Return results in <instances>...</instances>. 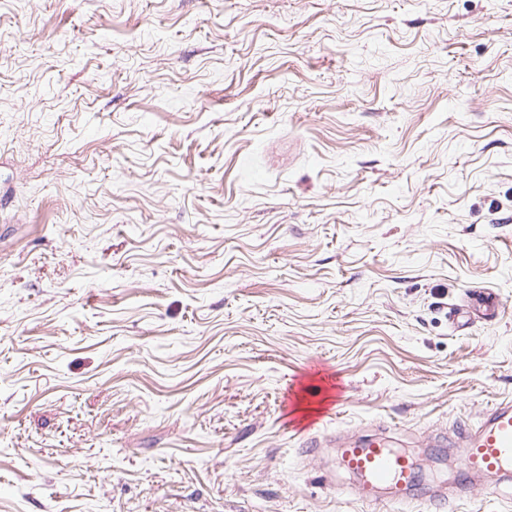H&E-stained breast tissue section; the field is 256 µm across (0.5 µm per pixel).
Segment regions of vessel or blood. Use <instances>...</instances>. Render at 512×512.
<instances>
[{"instance_id":"vessel-or-blood-1","label":"vessel or blood","mask_w":512,"mask_h":512,"mask_svg":"<svg viewBox=\"0 0 512 512\" xmlns=\"http://www.w3.org/2000/svg\"><path fill=\"white\" fill-rule=\"evenodd\" d=\"M457 496L467 493L466 479L512 476V402L493 405L478 422L459 427ZM338 468L356 480V494L367 503L383 501L404 512L414 504L416 467L384 436L342 441L336 450Z\"/></svg>"}]
</instances>
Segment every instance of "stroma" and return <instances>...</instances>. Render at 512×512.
Masks as SVG:
<instances>
[{
	"mask_svg": "<svg viewBox=\"0 0 512 512\" xmlns=\"http://www.w3.org/2000/svg\"><path fill=\"white\" fill-rule=\"evenodd\" d=\"M503 401L512 0H0V512H387L329 438Z\"/></svg>",
	"mask_w": 512,
	"mask_h": 512,
	"instance_id": "stroma-1",
	"label": "stroma"
}]
</instances>
